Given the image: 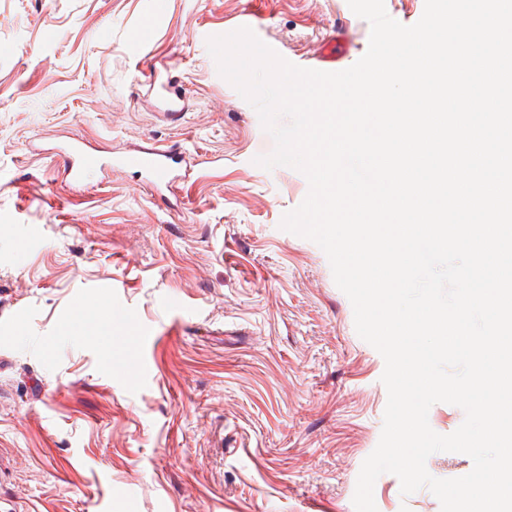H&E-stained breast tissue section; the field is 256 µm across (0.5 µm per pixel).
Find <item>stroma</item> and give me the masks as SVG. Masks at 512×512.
<instances>
[{
    "mask_svg": "<svg viewBox=\"0 0 512 512\" xmlns=\"http://www.w3.org/2000/svg\"><path fill=\"white\" fill-rule=\"evenodd\" d=\"M243 26L329 72L370 37L347 0H0V512H355L385 362L325 252L280 227L308 181L255 165L274 142L206 44ZM76 139L184 149L193 171L73 185ZM374 501L441 512L390 473Z\"/></svg>",
    "mask_w": 512,
    "mask_h": 512,
    "instance_id": "obj_1",
    "label": "stroma"
}]
</instances>
